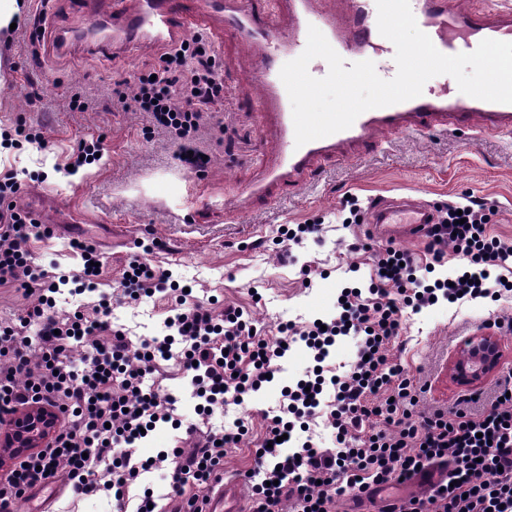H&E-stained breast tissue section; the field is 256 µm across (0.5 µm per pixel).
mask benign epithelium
I'll return each instance as SVG.
<instances>
[{"mask_svg": "<svg viewBox=\"0 0 512 512\" xmlns=\"http://www.w3.org/2000/svg\"><path fill=\"white\" fill-rule=\"evenodd\" d=\"M501 356L496 337L472 336L464 342L462 359L453 367V378L461 385H473L497 369ZM58 426V413L41 403L29 404L0 420V467L12 454L47 447Z\"/></svg>", "mask_w": 512, "mask_h": 512, "instance_id": "obj_1", "label": "benign epithelium"}]
</instances>
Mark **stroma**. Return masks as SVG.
Instances as JSON below:
<instances>
[{
    "label": "stroma",
    "mask_w": 512,
    "mask_h": 512,
    "mask_svg": "<svg viewBox=\"0 0 512 512\" xmlns=\"http://www.w3.org/2000/svg\"><path fill=\"white\" fill-rule=\"evenodd\" d=\"M166 50L156 44L131 53L53 54L44 46L32 51L28 30L9 40L0 35V128L22 122L41 137L40 143L0 152V176L12 173L22 184L14 198L17 209L45 229L32 234L26 247L49 273L58 266H80L72 238L102 254L96 290L79 293L65 286L56 296L58 309L71 312L107 295L113 324L128 329L132 342L163 336L173 292L138 304L121 299L123 272L142 256L192 287L195 299L242 308L268 337L277 336L285 322L302 327L333 317L348 265L360 263V277L369 278L374 250L386 245L368 222L343 227L350 198L365 209L379 197L409 194L439 208L473 195L493 209L489 233L512 237V135H480L466 128L378 133L374 149H343L303 188L276 192L271 202L238 210L235 199L259 178L262 159L278 149L257 110L251 54L232 41L224 43L223 117L204 119L200 126L196 146L210 162L197 174L178 159L173 136L156 127L148 113L127 112L111 101L114 82L159 65ZM31 91L40 94L44 109L29 104ZM75 93L87 98L86 111L70 110ZM92 138L102 141L101 159L69 173L74 149ZM308 222L320 225V232L299 246L277 244L281 225ZM148 244L153 252H145ZM308 267L318 269V276L306 279ZM498 320H512V296L405 312L391 358L428 387L417 412L449 408L464 397L466 389L453 380L451 364L470 336ZM310 364L304 343L295 342L271 382L243 404L215 412L214 427L239 421L249 427L240 446L225 456V471L244 476L253 469L252 451L265 437L268 416L278 412L283 389ZM164 368L166 393L183 422H195L190 375L171 360Z\"/></svg>",
    "instance_id": "stroma-1"
}]
</instances>
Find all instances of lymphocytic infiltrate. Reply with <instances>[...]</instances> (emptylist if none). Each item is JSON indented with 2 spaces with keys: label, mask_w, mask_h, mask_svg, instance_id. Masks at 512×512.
Listing matches in <instances>:
<instances>
[{
  "label": "lymphocytic infiltrate",
  "mask_w": 512,
  "mask_h": 512,
  "mask_svg": "<svg viewBox=\"0 0 512 512\" xmlns=\"http://www.w3.org/2000/svg\"><path fill=\"white\" fill-rule=\"evenodd\" d=\"M219 69L211 42L197 36L171 46L159 67L141 73L134 83L116 82L112 98L123 109L151 113L159 126L175 130L180 160L199 172L207 162L195 151L192 135L203 113L224 109ZM20 188L13 176L0 179V286H20L37 302L25 316L0 322V417L40 402L58 411L60 424L48 448L20 457L0 480V512L61 473L73 488L87 494L103 490L120 503L141 474L169 470L176 494L198 503L200 490L220 480L225 456L247 432L241 422L228 430L210 429L215 409L229 401L242 404L258 391L297 338L316 367L284 391L278 414L267 421V444L255 451L251 512H335L339 497L369 501L383 486L435 465L447 466V482L404 500L400 512H512V373L498 380L500 398L489 411L475 413L459 403L416 417L411 413L418 401L415 385L390 360L404 308L418 311L435 299L453 304L489 297L495 270L505 274L500 291L512 292V238L488 235L491 211L480 201L441 209L425 233V257L394 246L377 253L368 289H342L346 305L326 325L312 323L300 331L286 323L269 339L254 334L243 309H218L181 294L164 320L163 338L135 345L124 328L113 324L107 298L55 313L61 285L75 281L94 288L102 272L100 256L95 247L76 240L72 246L84 261L80 270L53 276L40 271L25 247L32 220L4 204ZM450 251L466 261L455 283L433 276ZM168 279L148 263L131 262L123 273V296L131 301L153 297ZM347 335L358 339L349 372H318L337 337ZM78 346L84 355L77 362L73 350ZM173 358L191 371L199 400L201 421L188 427L160 383L147 381L157 361ZM328 384L334 388L328 422L335 448L307 439L283 452L277 437L309 432ZM160 423L185 429L191 450L176 447L150 462L137 459L135 445L143 432ZM104 463L110 478L101 482L96 472Z\"/></svg>",
  "instance_id": "lymphocytic-infiltrate-1"
}]
</instances>
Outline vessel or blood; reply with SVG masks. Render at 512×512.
I'll return each instance as SVG.
<instances>
[{
    "mask_svg": "<svg viewBox=\"0 0 512 512\" xmlns=\"http://www.w3.org/2000/svg\"><path fill=\"white\" fill-rule=\"evenodd\" d=\"M419 29L443 54L474 51L485 39L512 42V13L498 14L483 5L459 0H410ZM91 23L71 31L52 28L53 51L81 45L94 51H134L147 44H174L192 30L205 31L216 47L232 38L256 62L258 98L279 145L275 159L260 179L237 200L247 209L268 202L275 190L294 189L316 173L320 159L337 149L370 142L373 133L443 126L472 128L483 134L512 132V104L469 96L423 92L419 97L368 110L353 125L330 136L296 146L291 103L280 79L282 66L305 49L309 27H317L345 63L372 59L384 38L377 28L376 0H347L345 12L326 8L324 0H85ZM287 14L289 27L280 32L275 14ZM434 210L410 197H384L369 209L368 222L384 238L401 240L423 234L435 223ZM242 477H225L210 490L203 512H250Z\"/></svg>",
    "mask_w": 512,
    "mask_h": 512,
    "instance_id": "1",
    "label": "vessel or blood"
}]
</instances>
